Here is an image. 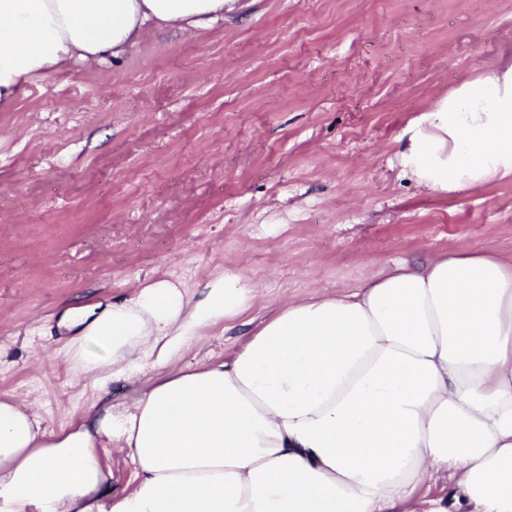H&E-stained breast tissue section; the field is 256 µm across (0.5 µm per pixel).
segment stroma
<instances>
[{
    "label": "stroma",
    "instance_id": "stroma-1",
    "mask_svg": "<svg viewBox=\"0 0 512 512\" xmlns=\"http://www.w3.org/2000/svg\"><path fill=\"white\" fill-rule=\"evenodd\" d=\"M512 65V0H226L223 21L149 26L123 55L34 79L0 104V400L65 427L103 385L61 355L67 312L157 280L240 274L258 327L285 300L343 291L451 249L512 257V178L423 190L400 131L449 91ZM216 323L175 362L223 359Z\"/></svg>",
    "mask_w": 512,
    "mask_h": 512
}]
</instances>
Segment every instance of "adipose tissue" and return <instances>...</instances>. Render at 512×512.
Returning a JSON list of instances; mask_svg holds the SVG:
<instances>
[{"instance_id": "ef3b65f1", "label": "adipose tissue", "mask_w": 512, "mask_h": 512, "mask_svg": "<svg viewBox=\"0 0 512 512\" xmlns=\"http://www.w3.org/2000/svg\"><path fill=\"white\" fill-rule=\"evenodd\" d=\"M225 2L0 0V102L110 62L146 26L210 28ZM401 139L426 190L512 177V66L453 89ZM254 298L231 274L197 302L157 281L63 355L95 378L166 368ZM115 441L134 466L119 491L101 462ZM442 478L458 512H512V260L478 249L286 300L223 360L70 427L0 401V512H415Z\"/></svg>"}]
</instances>
